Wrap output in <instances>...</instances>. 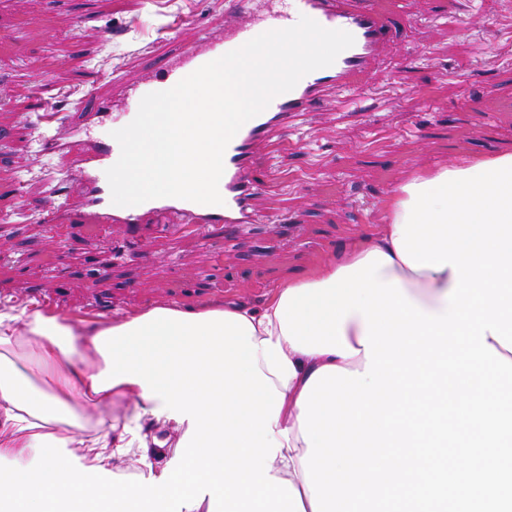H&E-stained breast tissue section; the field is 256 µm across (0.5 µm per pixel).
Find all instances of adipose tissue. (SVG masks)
Listing matches in <instances>:
<instances>
[{
  "instance_id": "adipose-tissue-1",
  "label": "adipose tissue",
  "mask_w": 512,
  "mask_h": 512,
  "mask_svg": "<svg viewBox=\"0 0 512 512\" xmlns=\"http://www.w3.org/2000/svg\"><path fill=\"white\" fill-rule=\"evenodd\" d=\"M409 199L399 189L378 232L310 283L377 249L391 258L382 280L442 313L451 267L410 268L393 244ZM294 286L279 284L258 310L157 305L108 326L42 311L16 326L1 314L0 512H312L297 401L322 367L364 370V324L354 313L343 326L354 356L292 349L275 311ZM161 432L173 443L158 469ZM134 449L139 467L123 476L116 464Z\"/></svg>"
}]
</instances>
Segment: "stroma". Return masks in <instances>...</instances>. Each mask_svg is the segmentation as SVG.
I'll return each mask as SVG.
<instances>
[{
	"label": "stroma",
	"instance_id": "obj_1",
	"mask_svg": "<svg viewBox=\"0 0 512 512\" xmlns=\"http://www.w3.org/2000/svg\"><path fill=\"white\" fill-rule=\"evenodd\" d=\"M396 7L409 24L361 94L258 149L276 171L257 199L267 223L229 236L145 224L127 237L41 222L50 187L72 185L30 134L35 100L63 115L96 107L196 45L200 30L221 33L225 0H10L0 11V314L108 325L156 304L258 308L278 283L372 232L413 173L512 152V0Z\"/></svg>",
	"mask_w": 512,
	"mask_h": 512
}]
</instances>
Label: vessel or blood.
Wrapping results in <instances>:
<instances>
[{
    "label": "vessel or blood",
    "mask_w": 512,
    "mask_h": 512,
    "mask_svg": "<svg viewBox=\"0 0 512 512\" xmlns=\"http://www.w3.org/2000/svg\"><path fill=\"white\" fill-rule=\"evenodd\" d=\"M286 9L273 6L259 10L249 0H231L239 21L225 27L223 35L206 34L197 46L182 51L165 68L147 80L123 89L124 117L133 120L141 99L149 93L173 87L202 65L233 51L257 35L295 25L306 16L327 29L351 33L353 45L341 52L335 62L305 75L289 92L275 97L269 106L247 121L229 142L224 153V173L219 182L222 204L212 206L179 198H157L135 206L113 208L106 171L119 156L120 147L112 137L110 103L96 109L78 108L73 124L75 137L66 141L55 131L58 116L47 103H40L39 126L34 133L43 155L70 157V181L81 185L83 200L72 207L66 196L54 193L46 220L63 224H108L124 234L134 233L147 217L176 215L184 223L214 230H239L259 223L253 199L271 176L255 157L258 145L269 140L273 131L288 130L295 117L321 108L328 91L357 92L378 67L395 43V20L369 0H286Z\"/></svg>",
    "instance_id": "vessel-or-blood-1"
}]
</instances>
